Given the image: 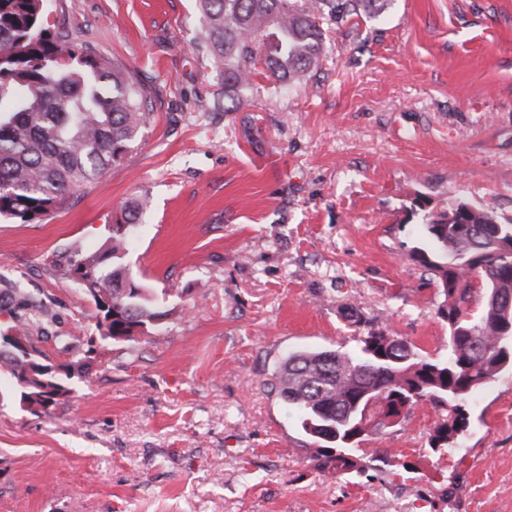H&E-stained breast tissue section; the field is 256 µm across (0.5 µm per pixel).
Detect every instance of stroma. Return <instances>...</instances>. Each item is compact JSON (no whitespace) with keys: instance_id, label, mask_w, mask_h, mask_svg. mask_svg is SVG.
<instances>
[{"instance_id":"stroma-1","label":"stroma","mask_w":512,"mask_h":512,"mask_svg":"<svg viewBox=\"0 0 512 512\" xmlns=\"http://www.w3.org/2000/svg\"><path fill=\"white\" fill-rule=\"evenodd\" d=\"M43 13L124 65L151 117L64 209L0 220V292L55 314L37 343L51 360L90 364L40 415L0 383V512H512V369L469 398L452 451L430 450L438 414L421 401L359 445L391 471L351 476L317 469L277 381L289 353L351 352L371 328L445 354L443 297L414 258L419 208L512 215V0H392L383 19L327 29L288 95L260 77L229 111L190 49L196 0ZM137 200L122 263L163 318L104 339L67 259Z\"/></svg>"}]
</instances>
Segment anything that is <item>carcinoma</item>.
I'll return each mask as SVG.
<instances>
[{
  "label": "carcinoma",
  "mask_w": 512,
  "mask_h": 512,
  "mask_svg": "<svg viewBox=\"0 0 512 512\" xmlns=\"http://www.w3.org/2000/svg\"><path fill=\"white\" fill-rule=\"evenodd\" d=\"M392 0H199L200 38L224 78V99L242 100L264 74L286 94L326 49L324 25L341 29L355 17L379 19ZM43 0H0V219L33 223L63 209L70 196L120 161L143 133L150 112L144 90L130 72L78 48L42 27ZM143 202L121 207L102 246L69 260L70 275L89 293L105 295L96 309L100 335L147 325L162 317L121 260L129 227ZM466 223L440 227L423 217L432 243L417 260L433 275L444 301L448 353L426 356L389 330L360 337L358 354L339 351L289 354L279 371V393L304 430L326 443L323 470L359 473L355 445L376 401L410 407L425 400L440 409L431 451L453 447L468 431L467 398L512 368V328L504 314L512 303V218L460 200ZM10 328L35 344L38 324L10 314ZM25 362L0 353V376L20 393Z\"/></svg>",
  "instance_id": "carcinoma-1"
}]
</instances>
